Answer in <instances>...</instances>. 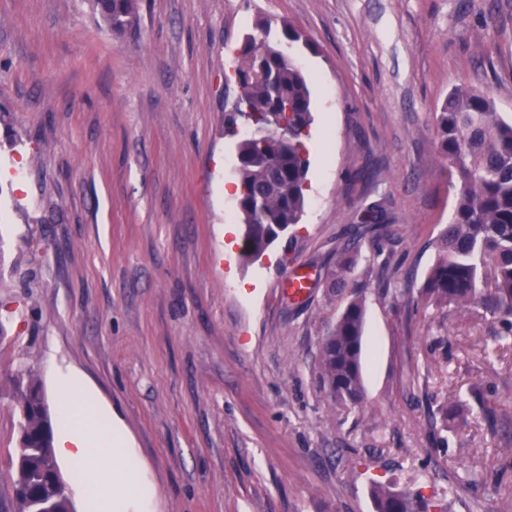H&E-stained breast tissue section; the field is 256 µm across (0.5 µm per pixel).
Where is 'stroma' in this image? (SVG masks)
<instances>
[{"mask_svg": "<svg viewBox=\"0 0 512 512\" xmlns=\"http://www.w3.org/2000/svg\"><path fill=\"white\" fill-rule=\"evenodd\" d=\"M260 17L301 33L314 121L302 220L252 262L224 110ZM460 86L512 117V0H139L120 35L88 0H0V512L13 380L57 418L52 360L122 421L156 512H374L375 481L512 512L508 319L412 300L454 211L431 115ZM375 205L389 232L360 239L364 398L347 409L318 346L329 274Z\"/></svg>", "mask_w": 512, "mask_h": 512, "instance_id": "obj_1", "label": "stroma"}]
</instances>
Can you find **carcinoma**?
I'll use <instances>...</instances> for the list:
<instances>
[{"label":"carcinoma","instance_id":"carcinoma-1","mask_svg":"<svg viewBox=\"0 0 512 512\" xmlns=\"http://www.w3.org/2000/svg\"><path fill=\"white\" fill-rule=\"evenodd\" d=\"M138 0H93L95 12L115 33L131 27ZM258 41L239 49L234 74L244 87L257 125L285 127L283 140L263 144L252 130L240 133L239 115L224 117V133L237 138L236 177L244 224L246 257L256 261L271 246L270 228L300 223L305 210L309 172L306 140L313 122L307 75L285 45L302 39L287 24L270 19L256 24ZM439 158L454 191L452 221L438 236V258L429 269L421 297L434 304L464 307L478 303L492 314L512 316V120L495 111L493 101L472 89L455 88L433 113ZM358 243H352L330 274L336 295L351 299L322 338L318 377L336 405L357 407L363 399L362 347L365 306L351 278ZM494 265L493 289L483 290L481 271ZM22 420L13 478L15 512H72L61 490L53 430L40 386L19 382ZM375 512H433L420 493L376 484L371 488Z\"/></svg>","mask_w":512,"mask_h":512}]
</instances>
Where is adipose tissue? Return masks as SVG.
I'll list each match as a JSON object with an SVG mask.
<instances>
[{
    "mask_svg": "<svg viewBox=\"0 0 512 512\" xmlns=\"http://www.w3.org/2000/svg\"><path fill=\"white\" fill-rule=\"evenodd\" d=\"M52 377L62 398L55 451L84 512H154V488L122 422L77 372L56 368Z\"/></svg>",
    "mask_w": 512,
    "mask_h": 512,
    "instance_id": "ef3b65f1",
    "label": "adipose tissue"
}]
</instances>
